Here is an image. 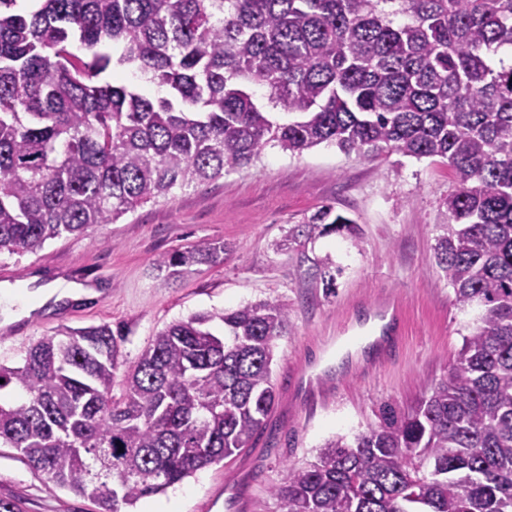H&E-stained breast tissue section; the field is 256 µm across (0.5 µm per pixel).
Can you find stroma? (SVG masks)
Returning a JSON list of instances; mask_svg holds the SVG:
<instances>
[{
	"label": "stroma",
	"mask_w": 512,
	"mask_h": 512,
	"mask_svg": "<svg viewBox=\"0 0 512 512\" xmlns=\"http://www.w3.org/2000/svg\"><path fill=\"white\" fill-rule=\"evenodd\" d=\"M452 186L448 165L427 158L347 155L324 144L298 156L266 149L250 165L174 190L117 223L49 240L39 253L0 254V288L26 287L35 275L46 283L83 269L101 273L99 301L43 308L38 324L0 340V363L15 365L57 329L107 323L125 326L122 351L131 364L158 331L191 314L258 301L287 305L288 332L277 342L272 367L279 399L254 447L133 508L145 512L174 500L180 512H224L230 485L241 512H280L269 490L284 481L288 466L313 459L334 436L378 424L383 404L411 410L426 384L446 376L472 318L455 306L433 254L436 227L445 221L441 202ZM324 205L363 229L361 244L330 235L306 248L309 258L341 267L331 295L307 274L297 250L282 244L290 227ZM204 242L223 243V261L177 280L156 270L158 254ZM386 296L397 298L404 312L397 357L370 373L346 365L330 400L300 391L301 369L335 365L336 350L326 340L337 325H362L371 303ZM0 498L18 501L22 512L96 510L87 498L45 483L12 448H0Z\"/></svg>",
	"instance_id": "1"
}]
</instances>
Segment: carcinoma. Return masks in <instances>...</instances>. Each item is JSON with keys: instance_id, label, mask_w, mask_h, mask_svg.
Instances as JSON below:
<instances>
[{"instance_id": "carcinoma-1", "label": "carcinoma", "mask_w": 512, "mask_h": 512, "mask_svg": "<svg viewBox=\"0 0 512 512\" xmlns=\"http://www.w3.org/2000/svg\"><path fill=\"white\" fill-rule=\"evenodd\" d=\"M130 72L157 88L96 78ZM280 112V123L269 114ZM438 158L434 245L479 314L417 405L330 440L270 488L283 512H512V0H0V254L115 224L268 147ZM362 229L331 205L300 246ZM224 246L159 255L170 279ZM288 306L175 322L114 393L123 326L62 328L0 364V447L126 512L252 446Z\"/></svg>"}]
</instances>
